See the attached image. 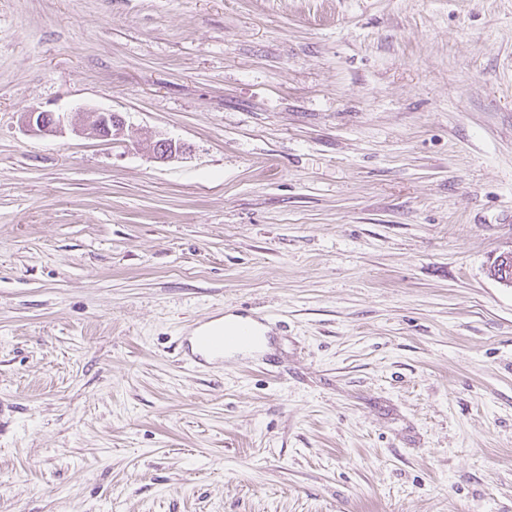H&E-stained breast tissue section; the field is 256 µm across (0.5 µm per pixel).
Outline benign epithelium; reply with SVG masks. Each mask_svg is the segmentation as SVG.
Listing matches in <instances>:
<instances>
[{
	"label": "benign epithelium",
	"mask_w": 512,
	"mask_h": 512,
	"mask_svg": "<svg viewBox=\"0 0 512 512\" xmlns=\"http://www.w3.org/2000/svg\"><path fill=\"white\" fill-rule=\"evenodd\" d=\"M125 121L115 112L82 109L75 113H60L30 109L23 114V131L34 137L60 136L71 131L76 135L90 133L104 140H117L124 131ZM157 160H167L176 155V142L159 138L151 142Z\"/></svg>",
	"instance_id": "obj_1"
}]
</instances>
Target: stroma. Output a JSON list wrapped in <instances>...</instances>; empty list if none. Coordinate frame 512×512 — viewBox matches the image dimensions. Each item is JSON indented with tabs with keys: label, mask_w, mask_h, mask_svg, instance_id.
Returning a JSON list of instances; mask_svg holds the SVG:
<instances>
[{
	"label": "stroma",
	"mask_w": 512,
	"mask_h": 512,
	"mask_svg": "<svg viewBox=\"0 0 512 512\" xmlns=\"http://www.w3.org/2000/svg\"><path fill=\"white\" fill-rule=\"evenodd\" d=\"M511 249L512 0H0V512H512ZM124 125L125 121L118 113L94 109H82L72 114L30 109L21 121L23 131L34 137L60 136L69 129L75 135L90 133L104 140L119 139ZM242 318L233 316L219 317L213 320L209 325H221L224 323V328H200V332L193 336L194 346L196 352L193 353L190 343L188 345V357L182 358V361L197 367L198 365H204L211 361L224 360V344L229 342H246L256 335L255 332L248 326L242 327L238 331L232 334H226L224 329L233 330L239 326ZM225 335V336H224ZM190 348V352H189Z\"/></svg>",
	"instance_id": "obj_1"
}]
</instances>
